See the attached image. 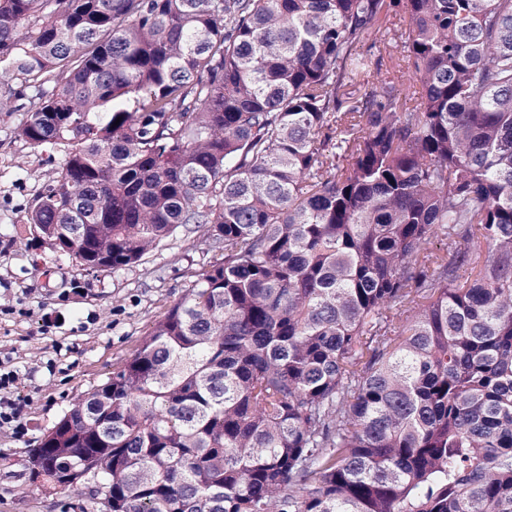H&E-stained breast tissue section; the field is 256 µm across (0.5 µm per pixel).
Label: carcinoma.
Returning a JSON list of instances; mask_svg holds the SVG:
<instances>
[{
  "label": "carcinoma",
  "mask_w": 512,
  "mask_h": 512,
  "mask_svg": "<svg viewBox=\"0 0 512 512\" xmlns=\"http://www.w3.org/2000/svg\"><path fill=\"white\" fill-rule=\"evenodd\" d=\"M390 15L414 83L355 97ZM20 111L62 153L31 240L85 272L189 224L214 253L30 482L74 512H512V0H0Z\"/></svg>",
  "instance_id": "cac0c4a2"
}]
</instances>
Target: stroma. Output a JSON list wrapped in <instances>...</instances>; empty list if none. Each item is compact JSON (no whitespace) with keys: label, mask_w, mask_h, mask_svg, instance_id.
Wrapping results in <instances>:
<instances>
[{"label":"stroma","mask_w":512,"mask_h":512,"mask_svg":"<svg viewBox=\"0 0 512 512\" xmlns=\"http://www.w3.org/2000/svg\"><path fill=\"white\" fill-rule=\"evenodd\" d=\"M23 112L0 113V366L16 371L11 398L26 401L27 433L0 428V512H61L28 481L22 463L69 402L130 358L151 323L189 285L188 268L209 260L202 232L179 228L140 262L119 270H79L68 256L24 246V215L58 159L17 137ZM61 312L64 324L45 334L41 318Z\"/></svg>","instance_id":"35a3bbf8"}]
</instances>
